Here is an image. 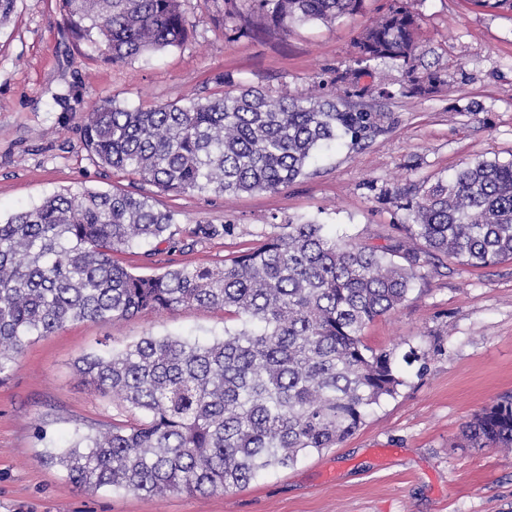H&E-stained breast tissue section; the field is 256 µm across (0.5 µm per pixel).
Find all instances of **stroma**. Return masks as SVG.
Here are the masks:
<instances>
[{"label":"stroma","mask_w":512,"mask_h":512,"mask_svg":"<svg viewBox=\"0 0 512 512\" xmlns=\"http://www.w3.org/2000/svg\"><path fill=\"white\" fill-rule=\"evenodd\" d=\"M411 3L422 61L445 79L438 93H402L400 64L372 63L352 102L392 113L385 133L333 148L279 191L216 196L164 194L138 174L101 166L83 147V116L112 97L149 108L241 85L275 96L313 89L350 63L354 41L389 0L285 32L265 25L248 0H182L192 22L185 41L127 63L74 41L60 0H15L0 24V215L64 189L151 196L177 222L149 248L115 253L138 275L223 264L291 221L314 220L371 247L403 239L407 213L382 203L383 193L420 194L474 159H512V10ZM381 81L393 98L372 92ZM198 224L234 231L200 240L191 233ZM239 327L221 310L191 306L31 337L0 380V512H512V454L462 441L475 414L512 394V260L476 268L439 257L422 268L410 298L363 331L368 347L393 351L404 385L351 437L294 468L205 497H149L78 489L44 462L51 446L127 417L118 400L82 382L83 355L148 335L205 341Z\"/></svg>","instance_id":"obj_1"}]
</instances>
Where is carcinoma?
I'll return each instance as SVG.
<instances>
[{
  "label": "carcinoma",
  "mask_w": 512,
  "mask_h": 512,
  "mask_svg": "<svg viewBox=\"0 0 512 512\" xmlns=\"http://www.w3.org/2000/svg\"><path fill=\"white\" fill-rule=\"evenodd\" d=\"M363 2L251 6L286 31L297 22L356 14ZM61 8L71 34L113 63L177 46L191 26L181 0H61ZM419 25L408 0H390L354 43L352 64L334 72L342 98L319 91L275 99L241 88L148 109L105 99L86 114L83 146L102 166L135 172L162 192H276L336 141L363 145L393 123L389 112L348 101L370 63L397 61L408 77L406 92H437V74L417 71ZM384 199L397 204L401 193ZM401 207L418 247H368L329 236L315 222H290L222 266L149 276L132 273L112 254L161 238L177 223L150 196L66 189L0 220L1 376L31 337L74 321L110 324L198 306L220 308L241 325L210 342L144 336L123 350L81 357L80 378L116 396L132 418L75 434L47 461L85 490L208 495L343 442L404 384L393 352L364 344L365 326L409 298L432 258L472 267L512 260V160L477 158ZM232 230L198 224L193 234ZM463 437L473 448L512 450V396L475 415Z\"/></svg>",
  "instance_id": "1"
}]
</instances>
